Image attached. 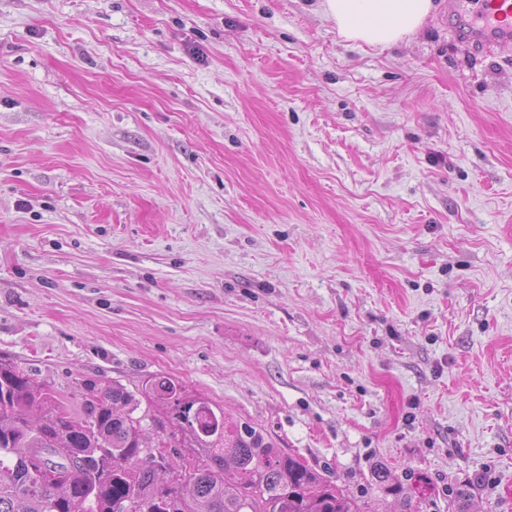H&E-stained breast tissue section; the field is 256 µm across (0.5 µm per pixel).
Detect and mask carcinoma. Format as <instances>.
Masks as SVG:
<instances>
[{
	"instance_id": "carcinoma-1",
	"label": "carcinoma",
	"mask_w": 512,
	"mask_h": 512,
	"mask_svg": "<svg viewBox=\"0 0 512 512\" xmlns=\"http://www.w3.org/2000/svg\"><path fill=\"white\" fill-rule=\"evenodd\" d=\"M57 469L52 478L32 461ZM236 472L224 480V466ZM0 512H360L258 426L158 377L68 394L0 360Z\"/></svg>"
}]
</instances>
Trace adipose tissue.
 I'll list each match as a JSON object with an SVG mask.
<instances>
[{"label": "adipose tissue", "instance_id": "ef3b65f1", "mask_svg": "<svg viewBox=\"0 0 512 512\" xmlns=\"http://www.w3.org/2000/svg\"><path fill=\"white\" fill-rule=\"evenodd\" d=\"M339 34L348 41L388 46L419 31L433 0H323Z\"/></svg>", "mask_w": 512, "mask_h": 512}]
</instances>
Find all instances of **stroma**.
<instances>
[{"label":"stroma","mask_w":512,"mask_h":512,"mask_svg":"<svg viewBox=\"0 0 512 512\" xmlns=\"http://www.w3.org/2000/svg\"><path fill=\"white\" fill-rule=\"evenodd\" d=\"M434 3L384 48L321 0H0V358L175 378L364 512H512V45Z\"/></svg>","instance_id":"35a3bbf8"}]
</instances>
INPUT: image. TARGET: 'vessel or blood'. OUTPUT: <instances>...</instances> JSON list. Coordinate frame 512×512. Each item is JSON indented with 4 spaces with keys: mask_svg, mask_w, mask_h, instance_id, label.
<instances>
[{
    "mask_svg": "<svg viewBox=\"0 0 512 512\" xmlns=\"http://www.w3.org/2000/svg\"><path fill=\"white\" fill-rule=\"evenodd\" d=\"M448 26L475 52L492 53L512 44V0H459Z\"/></svg>",
    "mask_w": 512,
    "mask_h": 512,
    "instance_id": "obj_1",
    "label": "vessel or blood"
}]
</instances>
